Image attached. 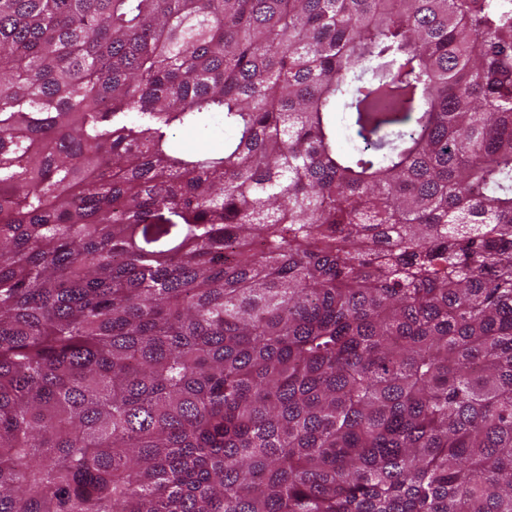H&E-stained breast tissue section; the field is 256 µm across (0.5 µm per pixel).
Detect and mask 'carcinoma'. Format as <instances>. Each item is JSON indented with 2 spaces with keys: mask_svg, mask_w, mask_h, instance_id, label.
I'll return each mask as SVG.
<instances>
[{
  "mask_svg": "<svg viewBox=\"0 0 512 512\" xmlns=\"http://www.w3.org/2000/svg\"><path fill=\"white\" fill-rule=\"evenodd\" d=\"M0 512H512V0H0ZM175 133L176 141L186 150H196L203 145L212 150H219L224 145V133L219 130H214L206 136L194 130H180Z\"/></svg>",
  "mask_w": 512,
  "mask_h": 512,
  "instance_id": "obj_1",
  "label": "carcinoma"
}]
</instances>
